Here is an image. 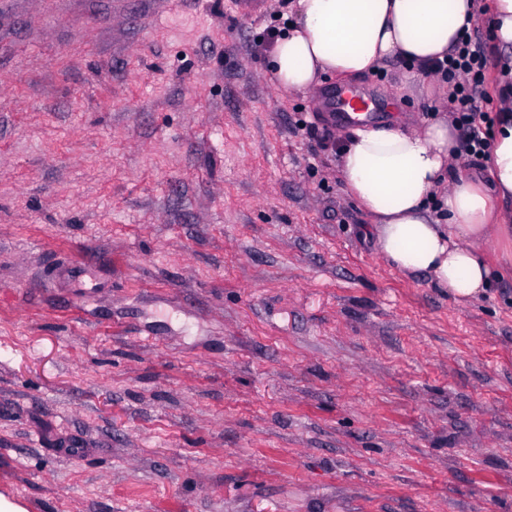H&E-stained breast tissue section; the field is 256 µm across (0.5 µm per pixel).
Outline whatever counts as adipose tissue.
<instances>
[{"instance_id": "1", "label": "adipose tissue", "mask_w": 512, "mask_h": 512, "mask_svg": "<svg viewBox=\"0 0 512 512\" xmlns=\"http://www.w3.org/2000/svg\"><path fill=\"white\" fill-rule=\"evenodd\" d=\"M491 41L505 72L487 176L458 168V139L445 119L420 126L356 127L337 156L346 193L368 214L376 252L408 274H425L456 302L494 281L484 260L498 208L512 204V0H492ZM475 0H295L294 20L269 57L273 82L306 92L320 77L358 78L399 59L426 71L476 23Z\"/></svg>"}]
</instances>
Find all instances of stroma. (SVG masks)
I'll return each mask as SVG.
<instances>
[{"instance_id":"stroma-1","label":"stroma","mask_w":512,"mask_h":512,"mask_svg":"<svg viewBox=\"0 0 512 512\" xmlns=\"http://www.w3.org/2000/svg\"><path fill=\"white\" fill-rule=\"evenodd\" d=\"M233 0H0V494L26 512H512V272L460 304L360 235L322 97Z\"/></svg>"}]
</instances>
